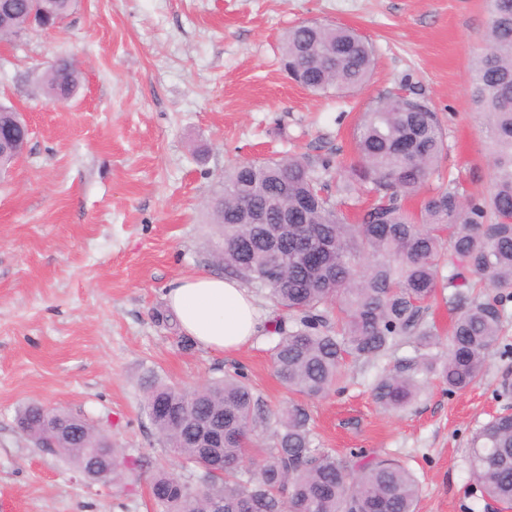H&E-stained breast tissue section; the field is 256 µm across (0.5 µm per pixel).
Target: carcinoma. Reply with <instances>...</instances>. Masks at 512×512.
I'll list each match as a JSON object with an SVG mask.
<instances>
[{
    "label": "carcinoma",
    "instance_id": "1",
    "mask_svg": "<svg viewBox=\"0 0 512 512\" xmlns=\"http://www.w3.org/2000/svg\"><path fill=\"white\" fill-rule=\"evenodd\" d=\"M486 45L478 53L467 95L489 122L495 144L493 190L464 197L454 182L423 199L416 211L404 199L419 191L442 159L441 121L423 101L402 94L370 102L357 125L358 160L339 190L353 196L366 184L375 205L356 222L337 208L329 193L330 165L300 158L251 162L224 174V190L208 204L222 237L213 257L224 269L265 293L289 315L288 334L271 349L276 375L293 394L273 412L240 372L227 373L186 390L149 375L142 383V411L157 404L169 416L153 422L158 441L192 472L161 467L150 482L155 512H416L418 485L398 461L360 455L346 461L315 441L310 415L299 398L329 394L348 359L376 361L403 341L413 356L399 361L374 385L387 411L408 406L433 377L448 393L464 391L483 376L486 359L499 343L505 302L512 297V0H487ZM32 0H4L0 40L28 32ZM76 0H49L45 25L69 16ZM284 66L312 92L362 88L373 67V50L347 27L299 25L281 45ZM46 95L72 98L78 70L62 59L44 73ZM288 188V237L279 253L255 227L242 223L240 203L256 208L281 202ZM329 246L324 264L306 266L304 251ZM278 273L268 275L272 264ZM448 266L440 282V264ZM454 312L446 351L435 322L427 319L439 288ZM336 309V332L321 330ZM73 429L64 457L74 467L109 438L87 419L38 403L25 405L18 423L34 444L43 419ZM224 432V447L205 448L199 428ZM124 449L112 446V486L138 480ZM473 479L484 493L512 509V412L484 423L470 442Z\"/></svg>",
    "mask_w": 512,
    "mask_h": 512
}]
</instances>
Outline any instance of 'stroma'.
<instances>
[{
	"mask_svg": "<svg viewBox=\"0 0 512 512\" xmlns=\"http://www.w3.org/2000/svg\"><path fill=\"white\" fill-rule=\"evenodd\" d=\"M301 23L366 37V87L320 94L293 82L281 40ZM487 24L486 0H77L59 28L0 41V102L32 125L0 180V512H153V474L181 462L141 411L147 372L193 388L239 370L269 406L287 404L271 348L291 321L263 294L252 345L228 354L179 342L167 284L225 273L209 200L243 162L326 160L341 182L360 113L393 92L423 98L448 145L408 208L452 180L488 195L487 121L465 94ZM60 57L81 71L65 103L42 88ZM506 309L483 377L465 391L434 380L388 413L373 385L412 346L348 362L338 390L305 403L321 447L398 460L419 483L417 512H501L470 475L469 442L512 406V300ZM31 402L89 419L126 448L138 483L115 496L35 448L15 424Z\"/></svg>",
	"mask_w": 512,
	"mask_h": 512,
	"instance_id": "stroma-1",
	"label": "stroma"
}]
</instances>
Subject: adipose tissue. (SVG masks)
<instances>
[{"label": "adipose tissue", "instance_id": "obj_1", "mask_svg": "<svg viewBox=\"0 0 512 512\" xmlns=\"http://www.w3.org/2000/svg\"><path fill=\"white\" fill-rule=\"evenodd\" d=\"M165 299L183 332L205 348L235 352L258 332L254 298L238 280L207 273L179 276L168 283Z\"/></svg>", "mask_w": 512, "mask_h": 512}]
</instances>
